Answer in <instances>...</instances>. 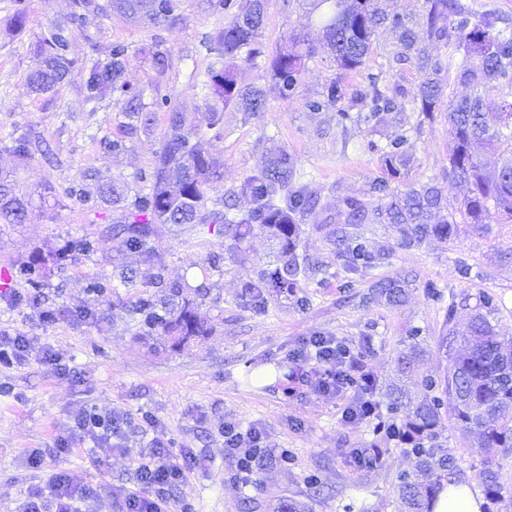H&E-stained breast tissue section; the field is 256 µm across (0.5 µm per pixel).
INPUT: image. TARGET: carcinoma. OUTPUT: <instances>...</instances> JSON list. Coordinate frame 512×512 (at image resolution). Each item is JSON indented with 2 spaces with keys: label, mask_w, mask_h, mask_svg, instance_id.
<instances>
[{
  "label": "carcinoma",
  "mask_w": 512,
  "mask_h": 512,
  "mask_svg": "<svg viewBox=\"0 0 512 512\" xmlns=\"http://www.w3.org/2000/svg\"><path fill=\"white\" fill-rule=\"evenodd\" d=\"M304 2L335 70L320 97L307 102L310 117L336 110L343 146L350 123H363L370 135L388 139L382 164L392 177L403 179L401 185L377 178L356 194L325 197L312 183L300 179L296 159L286 148L274 147L261 167L224 194L222 207L208 208L207 191L223 178L224 158L221 151L204 148L202 141L224 139V112H237L247 123L267 111L269 98L292 95L307 61L318 52L303 27L265 51L269 0H239L228 19L223 11L230 7L229 0H201L203 10L214 17L207 36L211 61L197 74L206 90V123H201L198 109L177 104L169 106L162 127H157L152 104L127 83L129 56L124 45L97 48V55L80 71L79 88L86 102L96 105L107 94L116 95V133L99 140L105 154L116 158L140 135L160 131L149 193L131 197L127 183L90 175L98 202L121 211L106 230L119 251L135 250L150 262L155 225L206 224L231 241L234 256L243 264L249 240L263 234L275 246V260L242 285L245 296L260 304L264 294H288L299 287L300 278L319 271L318 265L299 260L297 254L305 218L316 210L322 214L330 243L351 273L376 267L387 256L383 248L369 250L356 242L351 227L385 224L401 241L420 245L432 239L453 240L469 228L487 232L493 224H512V28L500 25L492 13L474 18L461 0H423L417 15L388 11L381 6L382 0ZM70 6L65 23H55L37 37L39 64L26 78L31 95H56L70 84L74 28L83 26L90 16L118 14L150 30L185 23L180 0H70ZM382 29L391 35L384 58L392 79L382 82L380 76L369 74L368 83L354 89L351 79L378 55ZM438 44L452 46L458 56L455 64L433 54ZM137 53L154 86L169 81L175 58L162 40L152 36ZM260 58L265 60L267 82L241 85V64L255 65ZM409 76L418 79L413 93L404 85ZM458 85L469 93L453 95L451 88ZM345 100L348 105L340 106ZM443 107L449 125L448 174L466 187L462 198L453 202L436 183L409 180L413 144L407 131L421 134L425 121ZM408 112L418 113L413 125L407 120ZM38 147L29 137L20 136L12 140L9 151L24 164ZM482 151L496 156L497 163L492 167L484 163ZM242 199L250 204L246 211L239 209ZM29 205L30 196L18 180L0 172V224L25 223ZM113 277L132 288L138 274L121 264L115 266ZM409 284L407 276L399 275L375 280L371 288L388 303L397 304L407 296ZM149 285L165 289L166 298L159 305L142 298L133 307V313L143 316L148 335L159 331L176 345L207 335V321L183 297L182 283L168 282L158 271ZM456 312L453 306L445 315L439 339L449 358L443 375L434 379L418 372L419 344L410 343L397 352L398 372L423 390L421 399L413 402L402 386L392 383L388 388V408L401 414L400 424L391 423L388 430L414 455L413 470L401 475L396 486L399 512H431L430 501L442 481L458 479L448 449L424 446V441L437 438L446 418H452L462 434L479 435L487 453L512 454V339L498 334L488 299L473 308L463 332L456 328ZM482 487L483 512H512V479L487 468L482 472Z\"/></svg>",
  "instance_id": "cac0c4a2"
}]
</instances>
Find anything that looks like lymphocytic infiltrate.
I'll list each match as a JSON object with an SVG mask.
<instances>
[{
  "label": "lymphocytic infiltrate",
  "instance_id": "obj_1",
  "mask_svg": "<svg viewBox=\"0 0 512 512\" xmlns=\"http://www.w3.org/2000/svg\"><path fill=\"white\" fill-rule=\"evenodd\" d=\"M296 366L291 382H299L319 395L341 397V416L349 422L372 417V378L351 348L332 336H313L304 340L289 355ZM128 422L121 416L102 414L87 407L75 415L66 436L58 439L57 453H66L85 442H93L94 463H104L118 441L127 435ZM262 431L228 421L224 424V455L232 461L237 474L250 476L259 457L269 455ZM190 458L174 461L165 442L152 437L144 448L136 470L133 487L119 491V512H170V489L187 484L191 474ZM97 489L76 484L69 475L57 472L46 488L34 490L24 512H84L97 498Z\"/></svg>",
  "mask_w": 512,
  "mask_h": 512
}]
</instances>
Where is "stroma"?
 Returning <instances> with one entry per match:
<instances>
[{
  "mask_svg": "<svg viewBox=\"0 0 512 512\" xmlns=\"http://www.w3.org/2000/svg\"><path fill=\"white\" fill-rule=\"evenodd\" d=\"M18 8L28 16L20 34L3 24ZM181 10L185 24L159 33L177 66L160 88L151 87L135 54L150 32L120 16L88 18L73 36L71 55L81 64L91 57L93 44L126 45L131 52L127 81L154 104L157 115H164L169 100L197 107L203 92L194 75L210 62L204 42L213 19L199 0H181ZM69 12V0H0V169H15L37 197L25 224L0 228V266L10 271L9 286H0V331L30 340L13 365H0V512H24L30 490L45 486L56 471L99 488L90 512H118L113 494L134 485L149 441L141 428L146 414L156 419L173 456L189 452L195 459L189 483L171 492L175 512H271L285 497L306 504L309 512H398L395 485L401 473L412 470L413 457L387 431L393 416L385 399L375 396L371 419L346 423L341 399L289 384L288 353L302 339L336 337L359 352L365 371L382 387L396 377L397 351L417 342L426 351L420 372L439 374L447 367L438 341L449 304H459L462 320L467 307L485 295L493 299L501 335L512 336V260H503L504 254L512 256V224L417 247L402 244L390 229L365 226L359 230L364 245H384L389 257L375 272L353 274L313 214L305 221L299 252L322 262V272L294 293L265 296L260 305L242 300L241 284L274 259L263 237L251 240L244 264L227 251L222 236L204 226L157 225L156 258L150 265L137 252H117L103 232L112 210L96 202L86 175L96 172L134 189L148 188L159 142L157 136L144 137L119 157L106 155L96 140L115 130L114 96L93 106L73 84L51 99L27 92L26 76L37 63L36 36ZM306 22L298 0H271L266 44L274 45ZM333 74L328 61L314 59L293 95L270 99L261 117L244 123L238 113L225 114L224 178L209 189L210 200L240 184L275 146L286 147L325 196L359 192L384 175L385 139H370L364 127L355 126L346 151L340 152L319 134L318 121L309 118L308 101L321 95ZM26 132L49 144L51 158L38 156L16 166L8 147ZM410 141L415 156L410 178L436 179L448 196H455L458 188L448 176L447 113H435ZM36 255L43 264L32 277L22 276ZM216 255L221 258L217 264L212 261ZM121 263L144 276L157 268L165 279L185 282L184 294L206 315L211 334L182 348L160 336L142 339L131 309L138 297L156 299L162 291L111 288L113 268ZM403 271L416 277L405 302L392 307L368 299L371 276ZM97 282L106 284V292L95 294ZM91 305L97 319L78 318V311ZM52 353L60 364L49 362ZM88 406L129 421L123 451L112 453L101 468L92 464L89 444L70 454L55 452L57 438ZM231 420L260 427L267 446L289 449L291 460L272 458L249 482L238 480L224 456L222 428ZM436 443L454 454L464 481L479 483L480 471L489 466L512 473V455L486 454L476 438L461 437L453 422H446ZM374 447L386 451L382 466L347 467L349 449ZM34 452L42 453L43 468L29 465Z\"/></svg>",
  "mask_w": 512,
  "mask_h": 512,
  "instance_id": "1",
  "label": "stroma"
}]
</instances>
